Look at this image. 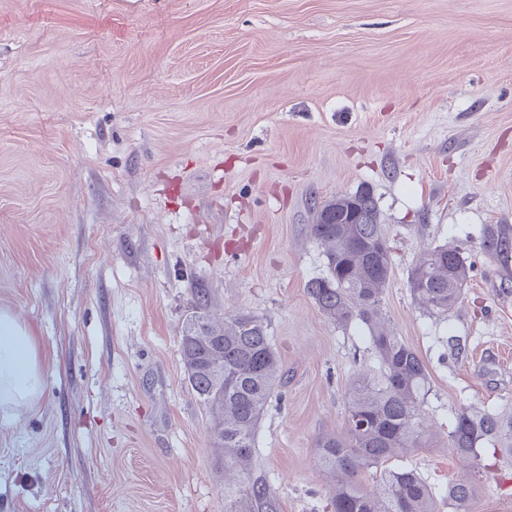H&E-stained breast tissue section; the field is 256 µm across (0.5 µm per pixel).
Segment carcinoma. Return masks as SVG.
Wrapping results in <instances>:
<instances>
[{
  "label": "carcinoma",
  "instance_id": "1",
  "mask_svg": "<svg viewBox=\"0 0 512 512\" xmlns=\"http://www.w3.org/2000/svg\"><path fill=\"white\" fill-rule=\"evenodd\" d=\"M356 222L336 213L314 211L313 237L323 248L326 274L306 288L320 312L346 325L357 319L369 329L380 370L354 376L346 392L343 432L316 440L317 461L332 478L330 512H438L437 496L454 512H468L476 480L462 478L434 492L413 468L387 462L425 448L431 438L421 409L429 390V371L420 355L396 334L382 308L391 269V251L370 195L351 196ZM489 256L506 260L512 238L506 225L492 224L482 240ZM470 267L448 245L426 250L409 277L410 293L428 313L455 307ZM181 356L188 384L211 417L210 431L224 477V512H281L279 497L266 472L255 462L256 433L267 402L283 379L267 325L238 312L213 321L209 295L195 289L191 315L184 323ZM494 445L498 457L512 459V414L462 408L448 431V448L475 473L485 468L478 445ZM369 473L374 488L362 485Z\"/></svg>",
  "mask_w": 512,
  "mask_h": 512
}]
</instances>
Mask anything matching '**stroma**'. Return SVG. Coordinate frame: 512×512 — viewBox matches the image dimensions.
I'll list each match as a JSON object with an SVG mask.
<instances>
[{
    "instance_id": "obj_1",
    "label": "stroma",
    "mask_w": 512,
    "mask_h": 512,
    "mask_svg": "<svg viewBox=\"0 0 512 512\" xmlns=\"http://www.w3.org/2000/svg\"><path fill=\"white\" fill-rule=\"evenodd\" d=\"M369 192L383 308L426 363L436 489L461 408L512 413V0H0V309L36 335L45 389L0 415V512H224L210 419L180 356L194 291L267 326L285 381L257 462L281 512H327L315 442L340 431L360 321L309 297L312 198ZM471 268L429 315L427 248ZM469 512H512V465ZM486 235L482 240V249L497 260H508L512 253V238L506 235V225L489 224ZM469 273L458 250L438 245L426 250L411 271L410 293L423 311L448 312L459 302Z\"/></svg>"
}]
</instances>
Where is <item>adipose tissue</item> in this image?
<instances>
[{
  "instance_id": "ef3b65f1",
  "label": "adipose tissue",
  "mask_w": 512,
  "mask_h": 512,
  "mask_svg": "<svg viewBox=\"0 0 512 512\" xmlns=\"http://www.w3.org/2000/svg\"><path fill=\"white\" fill-rule=\"evenodd\" d=\"M41 349L29 326L0 310V413L28 407L44 391Z\"/></svg>"
}]
</instances>
